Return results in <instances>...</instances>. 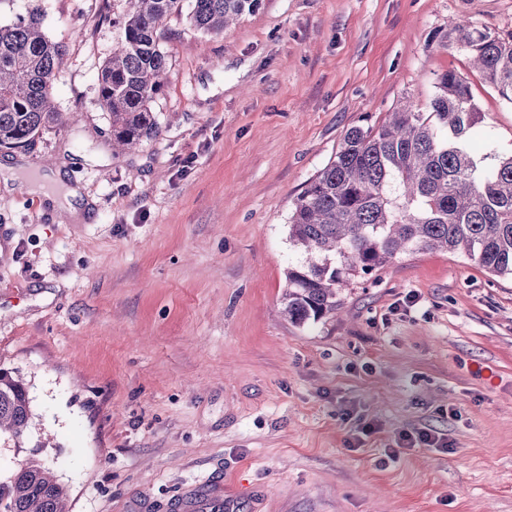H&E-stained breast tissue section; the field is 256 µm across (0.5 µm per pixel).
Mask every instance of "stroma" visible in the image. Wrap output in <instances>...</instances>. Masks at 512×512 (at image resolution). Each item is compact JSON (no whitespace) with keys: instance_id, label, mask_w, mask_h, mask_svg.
<instances>
[{"instance_id":"1","label":"stroma","mask_w":512,"mask_h":512,"mask_svg":"<svg viewBox=\"0 0 512 512\" xmlns=\"http://www.w3.org/2000/svg\"><path fill=\"white\" fill-rule=\"evenodd\" d=\"M125 0H0L67 54V121L24 156L61 166L81 222L0 191V368L32 420L0 439L69 512H512V278L440 251L353 280L336 315L282 313L294 199L345 132L437 74L470 83L485 154H512V104L452 18L512 30V0H262L219 35L168 18L161 135L116 156L98 73ZM448 450L402 447L405 433Z\"/></svg>"}]
</instances>
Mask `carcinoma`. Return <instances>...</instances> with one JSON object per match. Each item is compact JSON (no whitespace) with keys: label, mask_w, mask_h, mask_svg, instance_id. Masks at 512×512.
Here are the masks:
<instances>
[{"label":"carcinoma","mask_w":512,"mask_h":512,"mask_svg":"<svg viewBox=\"0 0 512 512\" xmlns=\"http://www.w3.org/2000/svg\"><path fill=\"white\" fill-rule=\"evenodd\" d=\"M122 36L98 75L120 155L161 134L152 104L169 64L160 44L164 20L184 0H125ZM261 0H191L197 29L224 32ZM446 43L466 53L499 95L512 103V31L491 32L448 21ZM66 46L32 15L0 25V150H28L43 131L63 124L50 99ZM429 110L405 103L378 125L346 131L334 158L293 202L289 238L305 255L288 268L283 312L295 323L341 308L340 290L359 274L417 251L459 254L495 276L512 277V154L493 165L474 149L482 112L467 80L435 78ZM31 418L22 378L0 369V436L20 439ZM65 491L34 458L0 476V512H68Z\"/></svg>","instance_id":"cac0c4a2"}]
</instances>
